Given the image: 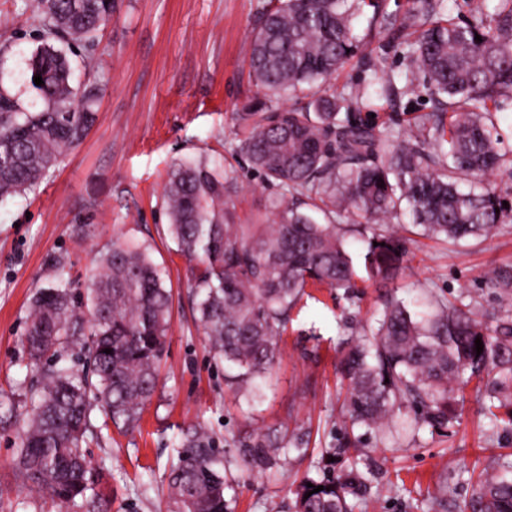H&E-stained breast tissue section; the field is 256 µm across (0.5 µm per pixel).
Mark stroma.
Returning <instances> with one entry per match:
<instances>
[{
  "mask_svg": "<svg viewBox=\"0 0 512 512\" xmlns=\"http://www.w3.org/2000/svg\"><path fill=\"white\" fill-rule=\"evenodd\" d=\"M267 0H117L111 19L89 55L74 57V80H99L98 119L87 137L68 150L36 188L0 203V396L12 397L17 413L29 408L35 379L26 364L30 303L37 287L56 280L55 259L68 263L72 279H83L94 255L121 233L149 246L166 271L173 293L166 355L160 382L141 426L132 433L103 432L88 446L103 475L112 512H164L172 442L180 427L204 425L231 457L238 477L236 512H282L304 479L318 478L325 449L359 437L358 467L371 494L362 512H458L468 497L470 470L489 467L512 454V433L493 427L487 400L475 386L465 390L463 411L444 432L398 435L414 410L403 407L379 429L347 431L346 386L336 374L338 351L381 309V288L367 279L362 243L350 242L359 285L348 300L327 288L312 289L293 314L281 355L264 389L249 403L224 382L223 366L208 354L197 322L188 260L168 233L162 192L170 166L207 157L234 170L237 223L262 219L274 187L242 158L231 155L235 113L252 112L263 101L249 73L251 31ZM26 0H0V84L29 110L42 99L32 87L27 61L41 31ZM372 8L352 19L359 52L339 71L336 88L362 98V113L408 129L437 111L403 38L371 25ZM394 75L396 96L379 98L377 78ZM407 268L391 291L405 302L425 293L465 297L479 320L495 326L499 295L485 285L488 272H512V224L487 238L458 243L430 239L408 227ZM286 427L308 438L306 455L265 474L246 470L236 450L242 443ZM19 424L0 412V512H78L42 500L24 488L13 470ZM448 483L453 498L428 510L425 497Z\"/></svg>",
  "mask_w": 512,
  "mask_h": 512,
  "instance_id": "1",
  "label": "stroma"
}]
</instances>
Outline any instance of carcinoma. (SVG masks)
I'll use <instances>...</instances> for the list:
<instances>
[{"mask_svg":"<svg viewBox=\"0 0 512 512\" xmlns=\"http://www.w3.org/2000/svg\"><path fill=\"white\" fill-rule=\"evenodd\" d=\"M379 0H269L250 45V72L267 100L257 112L236 114V155L278 192L265 220L236 224L232 172L208 159L182 160L168 173L164 202L168 231L190 267L198 321L209 352L224 365L235 393L257 400L281 352L290 312L318 284L350 299L356 272L344 231L364 236L368 279L387 285L404 270L405 239L388 223L407 211L423 233L459 242L486 238L508 218L501 193L485 183L512 181V160L499 149L493 112L512 99V0L466 20L441 14L432 0H410L389 25L411 30L417 68L448 119L422 116L402 132L351 119L352 103L330 80L356 55L351 17ZM42 27L28 62L41 75L43 108L25 112L0 87V200L35 188L97 120L99 89L78 90L62 45L68 38L96 45L116 0H26ZM481 40H475V35ZM313 90L304 106L282 108L290 91ZM57 282L39 289L26 330L36 385L15 455L22 485L85 512H109L91 467L88 443L101 430L133 429L156 392L170 327L172 294L149 247L123 236L96 255L81 283L55 261ZM486 286L512 307V278L494 272ZM483 351L476 354L475 339ZM81 350L86 369L58 366L61 351ZM111 353H105V350ZM352 423L378 428L398 404L416 407L415 424L448 428V394L477 378L491 398L512 407V315L493 328L468 305L446 299L413 312L396 299L383 304L369 333L340 357ZM104 415L91 422L93 410ZM305 440L259 434L238 449L257 473L281 467ZM176 462L167 477V512H234L236 480L226 476V451L199 423L180 428ZM323 456L322 476L302 483L291 512H355L367 478L357 463L336 473ZM323 490L314 493L312 489ZM311 496H306V493ZM460 512H512V459L498 473H480Z\"/></svg>","mask_w":512,"mask_h":512,"instance_id":"cac0c4a2","label":"carcinoma"}]
</instances>
